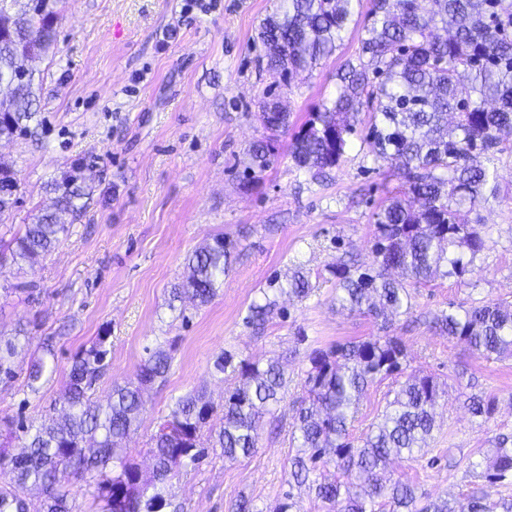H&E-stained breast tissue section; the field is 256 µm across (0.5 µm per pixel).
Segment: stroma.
Masks as SVG:
<instances>
[{
    "label": "stroma",
    "mask_w": 512,
    "mask_h": 512,
    "mask_svg": "<svg viewBox=\"0 0 512 512\" xmlns=\"http://www.w3.org/2000/svg\"><path fill=\"white\" fill-rule=\"evenodd\" d=\"M185 2L67 0L57 52L31 63L41 81L42 124L35 136L0 141V157L12 162L22 187L20 204L0 218V238L50 206L48 184L63 172L77 171L90 194L68 236L29 273L34 294L0 296V331L21 327L30 338L16 358L19 368H27L44 339H52L55 353L39 392L20 379L0 384V417L51 416L72 356L103 330L111 332L112 354L95 392L102 403L113 383L134 377L147 349H171L167 379L149 391L142 422L126 441L147 473L149 438L173 397L201 389L223 404L233 376L215 370L218 355L275 358L288 387L257 451L230 463L209 450L169 481L167 495L179 512H232L241 497L268 512L289 490L291 512H323L308 489L287 485L301 372L312 349L385 332L405 349V373L447 385L427 448L416 460L394 461L396 474L434 496L460 499L475 490L493 500L512 496L511 477L493 482L480 467L498 436L512 437V357L474 356L432 324L453 303L512 302V154L498 163L501 199L481 212L490 248L470 284L448 278L413 289L410 312L386 329L342 310L327 267L344 252L370 261L374 214L402 177L375 167L356 140L339 168L311 179L289 159L286 134L278 136L277 160L259 181H246L243 171L249 144L264 135L260 102L276 96L291 127H299L335 94L337 73L359 52L360 27L312 72L286 79L267 71L259 40L279 0H214L205 13L183 12ZM216 235L237 243L217 296L204 307L188 300L182 312L171 311L168 291L183 276L186 256ZM298 265L307 272L310 296L278 295L264 331L255 332L245 323L249 306ZM472 394L494 400L489 419L465 408Z\"/></svg>",
    "instance_id": "1"
}]
</instances>
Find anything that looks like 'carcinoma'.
I'll return each mask as SVG.
<instances>
[{
    "instance_id": "1",
    "label": "carcinoma",
    "mask_w": 512,
    "mask_h": 512,
    "mask_svg": "<svg viewBox=\"0 0 512 512\" xmlns=\"http://www.w3.org/2000/svg\"><path fill=\"white\" fill-rule=\"evenodd\" d=\"M57 0H0V141L30 133L36 120V76L23 68L27 57L55 48ZM359 0H281L278 13L259 32L267 69L282 76L309 71L332 56L355 19ZM355 60L338 75L336 96L310 113L291 136L288 156L294 167L324 176L340 166L358 125L368 126L365 141L376 163L400 171L404 189L386 198L376 213L372 260H336V302L375 318L411 308L410 287L454 277L468 283L476 259L490 249L481 218H469L496 201L501 189L497 161L505 151L503 132L512 130V3L505 0H371ZM367 118H361L363 108ZM270 135L248 150V180L276 161V133L289 127L288 112L268 101L260 113ZM71 172L51 183V207L0 243L18 272L39 264L67 235L87 196ZM0 215L20 200L12 165L0 159ZM236 243L224 236L196 249L188 259L171 301L185 297L210 303L231 267ZM309 296L302 268H294L279 292ZM253 303L246 324L262 329L277 306L264 294ZM443 336L464 344L475 356H512V303L488 299L443 310L433 318ZM110 332L77 351L67 374L61 414L48 420L0 418V438L18 440L17 454L0 450V471L12 475L0 487V512H26L25 494L44 497L41 512H73L66 475L84 483L101 503V512H164L171 506L167 482L175 471L198 464L204 447L221 449L235 462L258 448L265 415L281 401L287 385L279 361L242 360L224 352L215 368L239 376L216 407L204 392L178 397L150 438L153 468L145 476L123 445L146 411L144 393L164 379L172 357L150 350L134 380L115 384L107 406L93 401L95 386L108 363ZM29 337L0 334V384L17 377L14 356ZM48 342L32 359L27 388L39 392ZM404 348L394 337L370 336L328 349H314L303 371V396L297 401L287 484L306 486L327 512H512V498L490 502L473 491L462 500L432 497L422 487L388 471L394 457L415 460L435 428L434 407L443 389L430 375H410L398 383L386 410L360 439L348 424L368 386L403 373ZM476 417L488 418L494 402L468 398ZM485 477L512 476V438L502 435L485 460Z\"/></svg>"
}]
</instances>
